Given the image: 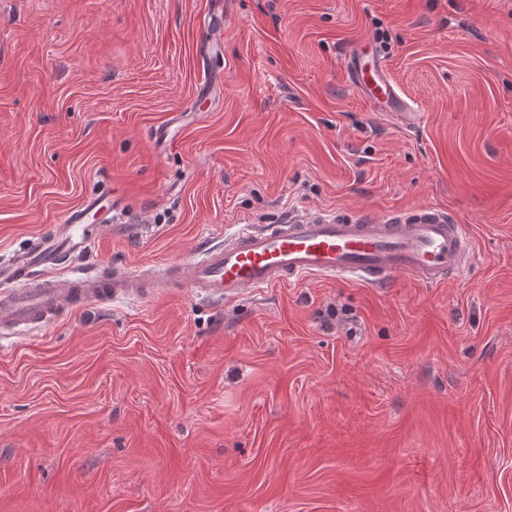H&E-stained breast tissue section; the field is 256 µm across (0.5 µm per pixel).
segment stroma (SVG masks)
Listing matches in <instances>:
<instances>
[{"mask_svg": "<svg viewBox=\"0 0 512 512\" xmlns=\"http://www.w3.org/2000/svg\"><path fill=\"white\" fill-rule=\"evenodd\" d=\"M365 41L419 127L350 83ZM103 186L71 270L423 206L473 258L0 334V512H512V0H0V257Z\"/></svg>", "mask_w": 512, "mask_h": 512, "instance_id": "stroma-1", "label": "stroma"}]
</instances>
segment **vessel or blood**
Listing matches in <instances>:
<instances>
[{"mask_svg":"<svg viewBox=\"0 0 512 512\" xmlns=\"http://www.w3.org/2000/svg\"><path fill=\"white\" fill-rule=\"evenodd\" d=\"M346 66L369 103L391 112L403 128L421 124L422 113L399 94L381 58L353 52ZM122 205V198L108 191H90L32 245L0 259V332L32 331L94 303L147 298L171 288L228 303L310 276H351L380 288L404 274L424 286H441L465 270L471 254L465 225L421 207L403 219L314 214L245 224L219 244L202 246L200 256L170 265L62 273V266L87 254L98 238L88 216L108 224Z\"/></svg>","mask_w":512,"mask_h":512,"instance_id":"vessel-or-blood-1","label":"vessel or blood"}]
</instances>
